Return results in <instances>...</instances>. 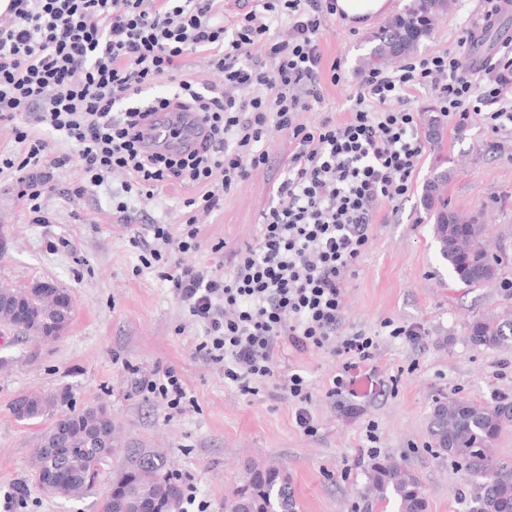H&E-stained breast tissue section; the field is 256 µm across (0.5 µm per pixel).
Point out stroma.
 <instances>
[{
  "label": "stroma",
  "mask_w": 512,
  "mask_h": 512,
  "mask_svg": "<svg viewBox=\"0 0 512 512\" xmlns=\"http://www.w3.org/2000/svg\"><path fill=\"white\" fill-rule=\"evenodd\" d=\"M484 0H454L439 18L421 54L457 52L461 29L481 24ZM384 23L377 17L355 27L329 17L320 41L324 66L340 63L343 79L322 81L324 101L301 114L302 122L344 120L362 76L365 38ZM439 146H427L411 193L386 222H375L367 251L344 283L345 305L336 333L325 346L291 353L276 378L258 395L242 394L224 378L223 365L198 350L201 326L176 300L156 268H145L132 242L146 236L150 222L177 224L190 188L169 184L135 201L124 220L112 213V190L125 181L115 171L101 187L76 194L75 164L53 170L42 196L48 223H34L20 196L21 185L0 173V284L22 288L50 280L72 296L74 315L55 339L8 334L0 338V507L16 488L27 495L11 512H100L108 491L99 483L78 500L49 497L34 487L30 455L43 424L16 421L10 405L19 395L69 389L74 408L104 406L129 448H161L177 484H194L207 512H224V497L243 485L253 465L284 469L298 512H396L368 495L367 472L375 459L391 458L418 478L428 512H472L479 480L431 447L429 415L435 397L449 396L494 405L512 398V348L472 346L466 327L484 314L512 313V124L491 132L482 115L443 119ZM291 148L287 131L271 130L265 165L251 169L225 195L224 206L203 215L198 249L166 248L163 257L184 267L230 270L238 251L254 242L271 188ZM452 159L448 204L478 215L487 226L500 261L499 282L469 287L449 276L421 202L425 180L438 161ZM411 328L394 338L384 321ZM365 330L377 337L371 361V392L349 399L325 396L339 368L344 336ZM174 369L189 403L183 411L138 393L135 375ZM289 370L312 387L309 411L316 427L308 434L295 420L296 406L279 386ZM378 426L380 450L370 456L368 423Z\"/></svg>",
  "instance_id": "stroma-1"
}]
</instances>
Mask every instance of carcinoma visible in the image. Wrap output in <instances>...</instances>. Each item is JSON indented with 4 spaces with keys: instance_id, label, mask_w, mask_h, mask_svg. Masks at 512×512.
<instances>
[{
    "instance_id": "carcinoma-1",
    "label": "carcinoma",
    "mask_w": 512,
    "mask_h": 512,
    "mask_svg": "<svg viewBox=\"0 0 512 512\" xmlns=\"http://www.w3.org/2000/svg\"><path fill=\"white\" fill-rule=\"evenodd\" d=\"M451 6L452 0H409L402 12L367 37L370 48L361 66L375 69L416 53L431 36L437 17ZM424 125L429 138L441 142V116L431 108L425 110ZM453 174L454 167L438 164L423 188L422 202L433 219L439 253L455 280L471 287L493 284L500 276L499 259L491 250L485 225L472 216H461L445 199ZM0 296L25 303L32 314V319L23 321L0 310L1 331L34 337L50 331L61 335L71 323L73 304L65 303L54 290L1 284ZM468 336L475 346L512 347V319L478 317L469 323ZM98 410L97 405L73 409L66 389L50 394L32 391L14 402L12 414L19 422L51 419L30 458L32 477L52 484L53 497L75 499L95 486L106 462L121 456L125 463L112 479L102 512H176L182 493L172 480L164 454L124 448L115 425L100 418ZM511 425L512 400L507 397L492 408L459 398L433 404L428 426L431 444L471 474L485 478L473 512H512V466L500 465L490 455L492 443ZM368 482L377 499L397 503V512H427L418 479L404 467L388 460L376 462L368 472ZM224 512H297L287 472L252 467L249 482L224 497Z\"/></svg>"
}]
</instances>
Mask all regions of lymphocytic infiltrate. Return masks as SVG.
I'll return each instance as SVG.
<instances>
[{
  "instance_id": "f902f5d3",
  "label": "lymphocytic infiltrate",
  "mask_w": 512,
  "mask_h": 512,
  "mask_svg": "<svg viewBox=\"0 0 512 512\" xmlns=\"http://www.w3.org/2000/svg\"><path fill=\"white\" fill-rule=\"evenodd\" d=\"M334 0H261L259 7L225 19L217 0H11L10 22L0 25V123L23 144L22 157L0 159V172L25 182L23 196L41 216L42 184L33 173L77 162L82 184L104 185L125 171L116 213L130 199L169 182L198 186L185 199V227L150 223L155 243L187 251L197 245L198 213L224 205V196L250 169L264 164L271 128L288 130L293 144L281 179L262 214L254 245L238 253L231 272L170 268L162 278L189 314L203 324L201 351L223 363L224 376L245 394L272 378L290 350L322 347L344 305L343 283L364 255L370 226L412 190L425 142L410 92L439 90L443 109L484 111L491 131L512 120V40L496 59L475 68L464 54H430L397 73L362 77L344 121L325 117L316 126L301 113L322 101L321 80L341 79L339 65L323 69L319 35ZM287 23L284 40L270 37ZM208 51L223 88L199 91L180 78L186 53ZM493 73L481 85L480 71ZM175 88L143 99L162 80ZM37 109L46 134L30 130L24 112ZM182 109L197 113L209 139L192 152L147 153L136 133L151 114ZM75 143L77 158L57 153L52 139ZM374 336L358 330L343 339V362L326 395L357 396L361 364L371 361ZM138 392L182 409L187 392L175 370L138 377Z\"/></svg>"
}]
</instances>
